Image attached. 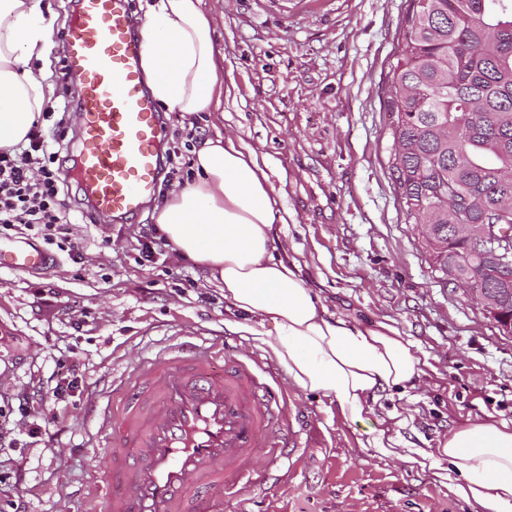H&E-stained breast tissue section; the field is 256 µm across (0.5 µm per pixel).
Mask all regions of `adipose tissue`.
I'll use <instances>...</instances> for the list:
<instances>
[{
	"mask_svg": "<svg viewBox=\"0 0 512 512\" xmlns=\"http://www.w3.org/2000/svg\"><path fill=\"white\" fill-rule=\"evenodd\" d=\"M48 25L40 0H0V149L24 141L49 99L32 61L42 59ZM141 69L152 98L172 112L218 111L215 26L205 0H153L141 31ZM196 181L155 208V221L177 251L205 266L235 312L258 320L257 340L299 389L335 402L365 423L380 392L414 386L421 359L391 326L327 313L298 265L275 259L273 225L286 223L282 189L233 136L194 148ZM446 456L461 475L455 492L476 512H512V426L478 419L448 432L440 454L422 453L428 469Z\"/></svg>",
	"mask_w": 512,
	"mask_h": 512,
	"instance_id": "obj_1",
	"label": "adipose tissue"
}]
</instances>
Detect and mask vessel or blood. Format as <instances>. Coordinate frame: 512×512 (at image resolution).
Here are the masks:
<instances>
[{
  "label": "vessel or blood",
  "instance_id": "1",
  "mask_svg": "<svg viewBox=\"0 0 512 512\" xmlns=\"http://www.w3.org/2000/svg\"><path fill=\"white\" fill-rule=\"evenodd\" d=\"M60 52L78 78L77 179L97 214H138L158 189L163 130L141 72L131 0H78ZM52 263L27 238L0 249L1 268ZM223 353V344L188 341L139 365L141 387L105 424V512H223L225 496L260 479L258 460L275 457L286 419L251 363ZM218 356L224 372L215 379L208 366Z\"/></svg>",
  "mask_w": 512,
  "mask_h": 512
}]
</instances>
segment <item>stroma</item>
<instances>
[{
    "mask_svg": "<svg viewBox=\"0 0 512 512\" xmlns=\"http://www.w3.org/2000/svg\"><path fill=\"white\" fill-rule=\"evenodd\" d=\"M51 22L42 135L77 143L81 117L58 79L69 0H42ZM216 19L223 111L193 120L161 112L169 174L157 197L192 178L193 139L233 135L255 151L292 219L275 225L274 253L298 262L329 312L395 327L424 363L413 388L381 393L372 421L395 417L399 452L369 445L334 403L305 392L227 310L221 285L156 233L153 204L133 219L82 217L84 193L60 178L72 253L33 272L0 269V512L4 488L27 512H88L110 470L99 425L140 359L182 342H220L254 358L286 400L295 438L287 459L260 460L265 478L225 498L223 512H475L440 479L408 463L437 452L476 418L512 425V335L501 333L429 257L391 176L386 100L408 0H208ZM47 393L32 399L33 390ZM45 434L33 438L30 427Z\"/></svg>",
    "mask_w": 512,
    "mask_h": 512,
    "instance_id": "1",
    "label": "stroma"
}]
</instances>
